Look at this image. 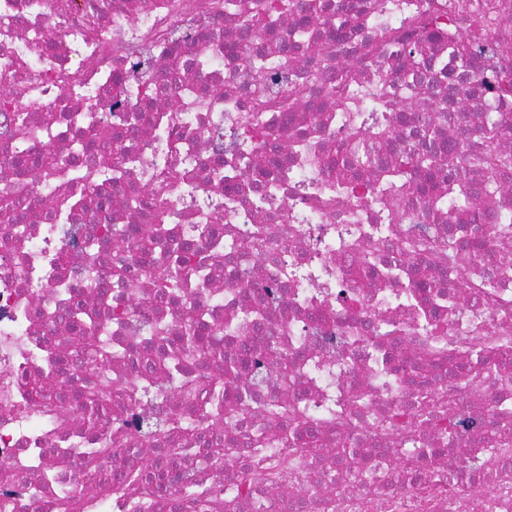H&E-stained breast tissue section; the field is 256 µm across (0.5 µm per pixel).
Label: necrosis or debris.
Returning <instances> with one entry per match:
<instances>
[{"mask_svg": "<svg viewBox=\"0 0 512 512\" xmlns=\"http://www.w3.org/2000/svg\"><path fill=\"white\" fill-rule=\"evenodd\" d=\"M292 2L255 37L291 43L305 15L308 41L293 67L268 57L258 91L224 0H0V205H11L0 208V512H64L79 488L80 512H172L194 488L204 503L191 512H512V421L500 417L512 407V233L498 230L512 176L475 200L483 248L465 273L448 242L452 210L432 220L423 203L383 202L374 175L336 180L337 150L381 92L394 101L383 161L414 149L408 129L435 122L440 154L482 187L487 171L468 163L474 131L491 107L512 124V104L470 95L444 41L426 47L432 90L406 98L417 67L387 60L380 43L414 40L424 20L460 30L479 17V63L512 72V0H352L369 22L341 34L339 0L313 16L308 0ZM347 67L353 112L325 98ZM143 84L163 92L134 121ZM77 141L100 161L91 197L50 168ZM133 193L145 199L136 210L119 202ZM106 223L125 236L89 259L84 243ZM187 245L205 280L189 268L178 296L158 295L156 256ZM459 277L466 287L436 307L435 284ZM74 307L89 316L77 330ZM187 324L220 329L204 351L238 365L224 403L195 364L154 371ZM102 326L122 355L97 371L134 389L110 395L91 429L71 393L94 378L82 348ZM477 344L494 347L500 373L454 375ZM276 401L305 410L304 442L283 438L279 421L268 424L277 441L249 439L247 423ZM426 404L455 406V436L390 427ZM219 416L226 425L200 443ZM102 443L108 453L95 454ZM160 448L183 451L162 485L134 499L102 493L116 472L151 468ZM216 453L220 466L201 465ZM472 454L480 467L449 476V461Z\"/></svg>", "mask_w": 512, "mask_h": 512, "instance_id": "necrosis-or-debris-1", "label": "necrosis or debris"}]
</instances>
